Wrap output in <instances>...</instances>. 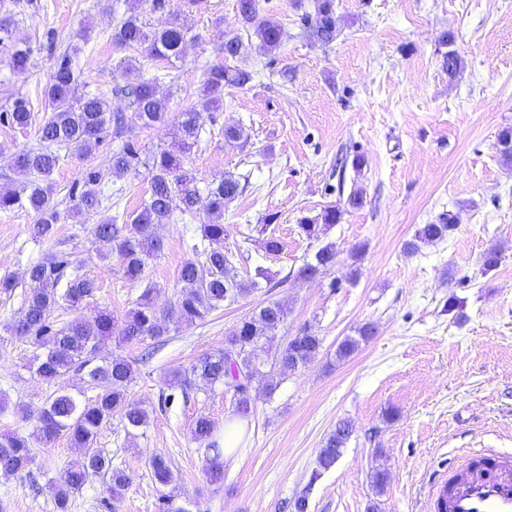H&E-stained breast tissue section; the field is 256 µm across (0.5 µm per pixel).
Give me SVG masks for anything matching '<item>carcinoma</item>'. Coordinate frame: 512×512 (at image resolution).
<instances>
[{"mask_svg": "<svg viewBox=\"0 0 512 512\" xmlns=\"http://www.w3.org/2000/svg\"><path fill=\"white\" fill-rule=\"evenodd\" d=\"M137 6L135 0L130 14L122 18L115 28L113 41L122 47H143L153 58H181L186 36L183 26L172 23L161 30L148 31L135 12ZM237 10L242 27L253 31L267 53L276 54L281 46V28L261 16L260 0H237ZM302 21L318 41L324 44L332 42L336 38L334 0H314V14H304ZM242 48L240 35L226 36L224 59H238ZM251 80V71L239 65L212 66L204 82L203 100L179 114V137L174 149H163L147 162L152 173L148 196L143 199L131 223L119 224L114 219L104 218L93 227L96 239L109 247L102 258L117 259L124 276L130 281H137L144 274L147 259L161 250L157 227L169 223L176 215L185 219L196 216L200 209L205 211L207 221L199 225L201 242L208 243L201 251L204 261L187 259L181 265L178 280L182 287L170 313L159 314L150 292L146 291L137 307L121 320L112 314L110 308L100 307L89 319L81 316L58 326L49 321L50 309L60 299L75 306L93 298L98 290L96 280L74 265L65 252L49 253L26 271L30 292L25 299L23 318L11 325L10 332L25 338L36 350L28 369L40 380L54 383L70 371L88 366L92 385L98 389L95 398L85 402L69 394L54 395L47 399L35 419L32 436L48 443L65 435L81 455V462L64 470L53 483L59 512H68L70 495L81 490L93 476L105 479L112 499L121 498L130 477L124 470L112 467V460L95 447L97 437L114 415L120 416L127 434L133 437L150 421L149 411L128 398V390L136 378L134 362L114 355L93 367L91 362L99 345L106 340L115 341L119 347L147 339L156 340L169 332L171 323L200 325L224 301H234L259 287L253 279L246 282L239 278L233 254L224 250V240L229 235L223 222L224 205L242 191L239 178L227 173L214 180L203 195L194 178L183 170V155L198 142L202 132L201 113L214 112L223 106L226 87H244ZM76 87L77 76L72 59L67 56L57 65L46 90L51 112L37 130L41 148L17 150L7 157L10 167L30 176L31 180L19 191L0 192V213L22 209L33 212L32 236L35 238L52 237L60 221L49 182L59 162L56 148L72 145L83 156L110 134L120 138L136 129H150L169 119L167 101L158 95L154 79L140 77L115 89V93L130 99L131 110L128 112H112L109 102L103 97L80 95ZM0 122L12 129L28 128L32 125L30 102L23 97L15 98L11 108L0 114ZM498 143L502 160L512 163V127H505L498 133ZM139 163L138 149L130 139L112 154V172L115 174H125ZM97 181V176H89L87 189L72 195L73 212H97L99 192L93 188ZM340 219L341 210L328 205L315 217L302 218L298 227L307 238L317 239ZM453 223V217L445 214L434 223L422 225L414 238L405 243V251L416 254L422 246L444 240ZM335 261L336 251L333 245L327 244L317 251L315 262L305 264L299 274L313 278L332 267ZM284 317L282 302L273 301L263 306L254 315L240 320L230 331L227 343L232 351L220 349L208 353L190 369L172 372L169 385L181 389L184 399L197 378L210 386L220 385L224 393L231 396L234 415L246 418L253 399L246 385L237 383V378L260 370V365L254 360L255 351L274 341ZM358 333L359 337H347L338 343L336 360L343 361L353 355L360 342L373 336V326L366 324L359 328ZM322 347L319 336L303 329L288 338L273 360L279 362L281 368L293 372L315 359ZM214 432V423L209 416L201 414L196 417L191 433L193 439L205 447L207 476L213 484L224 480V458ZM351 433L349 422L341 420L336 424L319 452L318 469L312 472L310 482H316L321 471L336 463ZM32 463L29 437L15 431L0 433V477L17 476L28 470ZM147 465L159 491L158 512H190L176 504L173 495L165 492V488L174 481L168 459L160 453H153L148 457Z\"/></svg>", "mask_w": 512, "mask_h": 512, "instance_id": "1", "label": "carcinoma"}]
</instances>
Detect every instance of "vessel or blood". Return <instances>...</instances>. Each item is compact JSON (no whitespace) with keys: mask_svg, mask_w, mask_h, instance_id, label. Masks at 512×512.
Returning <instances> with one entry per match:
<instances>
[{"mask_svg":"<svg viewBox=\"0 0 512 512\" xmlns=\"http://www.w3.org/2000/svg\"><path fill=\"white\" fill-rule=\"evenodd\" d=\"M436 499L447 512H512V456L488 454L471 459Z\"/></svg>","mask_w":512,"mask_h":512,"instance_id":"vessel-or-blood-1","label":"vessel or blood"}]
</instances>
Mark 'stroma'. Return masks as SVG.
Returning <instances> with one entry per match:
<instances>
[{
  "instance_id": "1",
  "label": "stroma",
  "mask_w": 512,
  "mask_h": 512,
  "mask_svg": "<svg viewBox=\"0 0 512 512\" xmlns=\"http://www.w3.org/2000/svg\"><path fill=\"white\" fill-rule=\"evenodd\" d=\"M236 5L204 0L192 8L169 0L155 12L142 0L147 29L173 19L186 29L184 55L161 61L113 42L129 0H0L14 16L13 42L31 50L29 67L17 71L0 44V112L24 97L34 122L22 131L0 126V147H39L35 127L49 111L45 91L65 53L80 73V92L104 95L117 111L129 101L115 87L137 75L155 80L172 117L133 138L146 155L170 144L176 114L199 104L208 69L224 61L226 35L241 30ZM261 7L281 26V48L271 57L255 36L244 37L254 78L226 88L223 109L203 113L184 169L202 189L227 171L245 178L224 207V245L241 277L261 267L270 280L225 302L204 324L170 329L149 359L138 344L102 346V357L117 351L136 362L129 398L149 410L150 423L133 438L120 417L112 418L97 446L131 482L115 500L93 480L70 497L68 512H155L159 492L146 463L155 451L170 460L176 502L189 512H289L288 502L303 493L308 512H434L430 485L453 475L470 450L512 453V164L502 161L497 139L512 126V0H334L336 37L328 44L300 22L313 0H261ZM449 51L463 62L453 78L443 67ZM131 64L136 73H128ZM230 125L242 127L246 140L225 141ZM119 145L105 138L84 158L74 147L58 148L51 181L62 220L53 238H32V212L0 213V277L18 282L12 295L0 294V432L31 435L25 414L37 413L54 393L81 400L97 393L74 371L51 385L38 380L27 368L32 346L10 335L29 292L31 264L66 252L99 286L83 310L64 301L53 306L50 319L58 325L92 316L99 306L124 316L147 288L162 314L179 296V268L193 255L204 214L158 228L163 248L140 281H128L116 261L101 258L94 224L108 216L126 220L150 184L144 165L113 175ZM358 154L366 159L359 172L350 164ZM89 169L101 177V207L70 214V196L82 191ZM357 188L364 202L354 208L347 199ZM328 205L340 208L339 223L322 240L306 239L300 219ZM270 213L278 219L268 226ZM447 213L456 221L445 240L404 253L421 225ZM271 234L284 245L276 255L262 245ZM325 243L336 249L335 265L300 278ZM492 248L501 261L487 273L483 256ZM452 294L464 302L455 311L448 308ZM274 300L286 306L279 340L305 328L322 338L323 349L296 371L254 380V410L238 422L223 482L210 484L206 454L190 429L201 413L224 426L235 420L234 405L223 389L202 383L186 400L163 405L168 376L223 348L238 321ZM367 323L375 335L337 361V344ZM341 420L350 422L351 437L335 465L312 479L319 451ZM31 453L30 472L0 478V512H57L51 483L80 455L64 436L33 439ZM378 469L389 474L381 492L371 478Z\"/></svg>"
}]
</instances>
